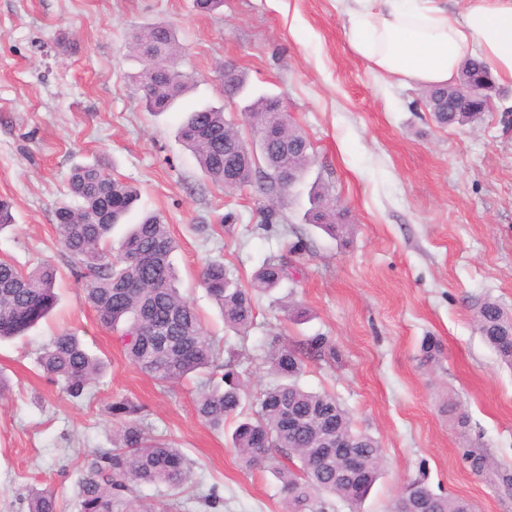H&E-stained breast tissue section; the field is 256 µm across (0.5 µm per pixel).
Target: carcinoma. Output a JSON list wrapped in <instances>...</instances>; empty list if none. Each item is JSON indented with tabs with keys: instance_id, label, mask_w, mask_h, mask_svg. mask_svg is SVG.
<instances>
[{
	"instance_id": "carcinoma-1",
	"label": "carcinoma",
	"mask_w": 512,
	"mask_h": 512,
	"mask_svg": "<svg viewBox=\"0 0 512 512\" xmlns=\"http://www.w3.org/2000/svg\"><path fill=\"white\" fill-rule=\"evenodd\" d=\"M134 50L144 65L178 58L173 33L166 27H152L135 38ZM182 76L175 90L159 79L144 93L150 112H166L187 89ZM224 85L229 97L249 96L246 75L232 65L224 68ZM496 95L489 66L479 60L464 64L459 81L452 86L430 87L423 104L440 125H464L482 118L488 102ZM455 97L456 111H448V97ZM270 96L263 93L246 105L254 132L271 124L275 113L266 111ZM281 133L298 156L292 160L293 184L302 182L313 159L306 137L287 122ZM177 137L196 158L202 173L224 185L225 141H243L224 110L213 106L196 109L184 118ZM68 189L80 201L74 207L55 209L59 245L70 273L82 281L85 301L95 310L100 324L109 329L123 325L119 339L129 362L139 371L165 386L191 374L209 376L212 388L195 400L198 418L215 431L224 430L229 419H238L232 444L244 465L262 470L276 458L285 463L274 468L283 493L293 491L287 512H325L322 496L338 497L354 512L381 474L383 450L373 436L353 426L348 411L328 393L302 388L299 377L304 355L336 359V350L325 336L305 340V350L288 343H269L266 360L277 381L257 396L245 392L241 361L229 352L220 361V341L204 327L196 309L175 286L171 262L178 248L163 218L154 212L143 214L118 246H112L114 227L132 211L138 193L135 188L112 177L101 163L78 165L68 176ZM311 208L307 221L336 233L342 214L326 191L310 189ZM57 267L40 265L25 271L9 261H0V339L24 337L53 308L57 301ZM288 278L286 266L274 259L263 263L253 278V288L239 286L224 267L213 260L201 270L199 283L221 310L224 325L241 331L254 319L257 293L277 288ZM478 331L512 366V348L502 344V335L512 333V318L496 301L484 299L473 304ZM42 377L62 385L75 400L85 398L105 370L104 362L90 354L71 332L53 337L39 356ZM308 415L303 428L288 427V411ZM108 412L121 420L112 447L84 459L83 477L78 485L77 512H160L149 498L137 493L142 485L179 490L190 474V460L168 439L160 438L144 424V407L128 399L114 401ZM341 428L351 437V450L359 458V477L350 482L342 477V461L324 460L323 447L330 428ZM437 512H473L468 502L438 495ZM28 512H59L56 495L35 491L29 497Z\"/></svg>"
}]
</instances>
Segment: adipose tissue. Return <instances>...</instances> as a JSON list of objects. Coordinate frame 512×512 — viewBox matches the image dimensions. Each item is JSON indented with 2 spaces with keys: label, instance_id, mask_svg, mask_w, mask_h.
<instances>
[{
  "label": "adipose tissue",
  "instance_id": "obj_1",
  "mask_svg": "<svg viewBox=\"0 0 512 512\" xmlns=\"http://www.w3.org/2000/svg\"><path fill=\"white\" fill-rule=\"evenodd\" d=\"M349 43L376 71L422 86L451 84L463 62L484 60L512 82V0H466L449 15L443 0H354Z\"/></svg>",
  "mask_w": 512,
  "mask_h": 512
}]
</instances>
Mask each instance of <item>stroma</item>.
I'll return each instance as SVG.
<instances>
[{"instance_id":"1","label":"stroma","mask_w":512,"mask_h":512,"mask_svg":"<svg viewBox=\"0 0 512 512\" xmlns=\"http://www.w3.org/2000/svg\"><path fill=\"white\" fill-rule=\"evenodd\" d=\"M164 25L181 46L178 69L194 86L178 109L147 112L135 83L132 35ZM343 0H224L202 14L194 0H0V198L14 223L0 231V260L27 269L63 265L54 210L69 201L67 176L105 163L140 192L138 210L159 212L179 243L181 292L247 367L248 391L273 381L272 339L329 337L335 359L305 362L309 391L336 397L356 429L376 438L383 471L360 512H391L403 484L425 473L434 493L474 512H512V368L476 329L471 306L490 298L512 310V84H500L478 122L436 124L423 89L380 78L348 39ZM277 95L314 148L302 183L272 195L260 184L226 190L201 172L176 136L184 111L223 108L252 139L241 101L224 96V68ZM343 210L339 237L308 224L312 184ZM281 221L261 228L260 208ZM287 262L282 286L256 296L246 337L227 329L198 273L223 259L251 287L266 258ZM58 302L28 336L0 342V512H27L36 490L75 512L84 458L112 445L108 405L146 408L194 477L216 488V506L192 512H285L272 471L240 461L229 435L197 416L205 379L162 387L126 359L70 273ZM68 331L106 370L89 400L40 377L37 357ZM486 453L482 473L463 449Z\"/></svg>"}]
</instances>
